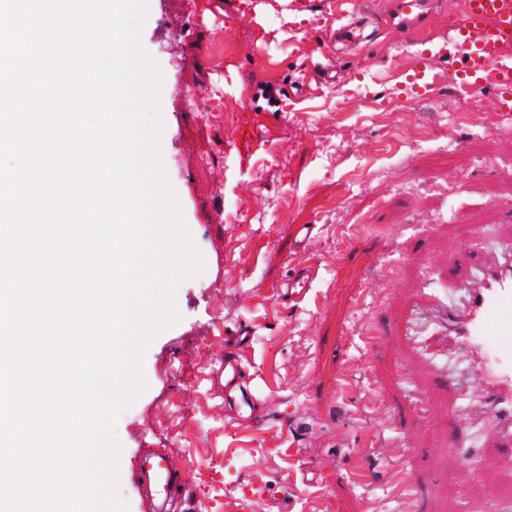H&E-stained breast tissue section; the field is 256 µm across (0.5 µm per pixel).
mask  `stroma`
<instances>
[{"label":"stroma","mask_w":512,"mask_h":512,"mask_svg":"<svg viewBox=\"0 0 512 512\" xmlns=\"http://www.w3.org/2000/svg\"><path fill=\"white\" fill-rule=\"evenodd\" d=\"M344 2L149 0L141 42L163 73V162L205 269L177 285L180 319L144 352L146 387L115 424L129 512H141L126 473L144 443L165 449L199 512H400L398 465L420 487L419 512L488 499L512 512V452L498 445L470 352L400 332L421 268L460 312L473 268L512 242V118L492 89L467 97L448 78L464 0H370L367 41L335 46L354 80L303 82ZM228 48L232 63L215 75ZM421 51L435 91L407 104L394 76ZM302 224L317 227L301 257L321 276L290 306L279 285L301 258ZM462 224L486 232L464 236ZM239 328L284 427L253 432L224 413L209 372Z\"/></svg>","instance_id":"1"}]
</instances>
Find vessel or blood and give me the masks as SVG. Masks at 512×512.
Instances as JSON below:
<instances>
[{
	"mask_svg": "<svg viewBox=\"0 0 512 512\" xmlns=\"http://www.w3.org/2000/svg\"><path fill=\"white\" fill-rule=\"evenodd\" d=\"M452 48L461 60L459 87L475 96L485 86H493L499 111L512 112V0H464L462 21L449 34ZM430 55L416 56L413 68L415 98L427 96L431 86ZM319 277L312 264L296 266L283 280L281 295L289 303L304 302ZM483 281L469 298L465 318H449L447 307H440L433 330L443 342L469 346L486 386V397L494 406L505 434L512 438V372L495 369L503 357L512 356V262L483 268ZM433 299L430 292H420L412 301L402 333H417L420 314ZM250 342L241 331L232 332L213 374L224 380V411L248 429L262 427L269 419V406L258 391L256 377L242 363L238 351ZM130 482L138 489L142 512H171L184 486L166 453L159 448L139 450L136 465L129 471ZM394 490L404 505V512H416L419 490L410 476L396 475Z\"/></svg>",
	"mask_w": 512,
	"mask_h": 512,
	"instance_id": "obj_1",
	"label": "vessel or blood"
}]
</instances>
